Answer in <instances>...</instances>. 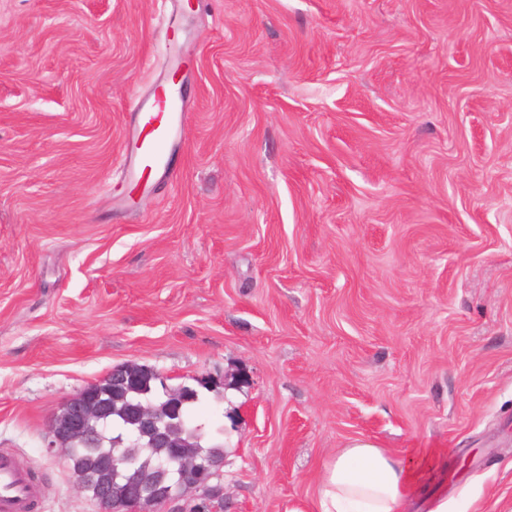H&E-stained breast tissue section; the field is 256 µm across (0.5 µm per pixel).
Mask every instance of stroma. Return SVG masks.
Segmentation results:
<instances>
[{
	"instance_id": "1",
	"label": "stroma",
	"mask_w": 512,
	"mask_h": 512,
	"mask_svg": "<svg viewBox=\"0 0 512 512\" xmlns=\"http://www.w3.org/2000/svg\"><path fill=\"white\" fill-rule=\"evenodd\" d=\"M128 363L214 381L224 512H319L357 439L512 512V0H0V450L38 512H99L47 428ZM165 92V98L154 96L152 102L137 105L145 114L144 123L138 128L137 152L129 162V175L142 179L155 175L166 165V150L176 137L183 123L179 97Z\"/></svg>"
}]
</instances>
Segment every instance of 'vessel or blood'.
Listing matches in <instances>:
<instances>
[{"label": "vessel or blood", "mask_w": 512, "mask_h": 512, "mask_svg": "<svg viewBox=\"0 0 512 512\" xmlns=\"http://www.w3.org/2000/svg\"><path fill=\"white\" fill-rule=\"evenodd\" d=\"M144 123L138 129L137 152L129 162L131 177L155 175L166 165V150L183 123L179 97L153 98L138 107ZM41 489L13 454L0 451V512H36Z\"/></svg>", "instance_id": "vessel-or-blood-1"}]
</instances>
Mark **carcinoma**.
Returning <instances> with one entry per match:
<instances>
[{"instance_id": "obj_1", "label": "carcinoma", "mask_w": 512, "mask_h": 512, "mask_svg": "<svg viewBox=\"0 0 512 512\" xmlns=\"http://www.w3.org/2000/svg\"><path fill=\"white\" fill-rule=\"evenodd\" d=\"M120 374L121 368H114L112 379L98 386L100 401L105 403L107 413L89 414L85 434L66 444L71 472L87 478L94 486L110 482L111 475L104 468V462L115 452L119 436L112 435V428L117 424L136 437L141 444L137 452L140 474L145 481H150L158 475L159 464L174 448L186 454L223 455V444L204 445L206 433L203 427L191 424L184 410L181 411L179 418L169 424L160 438L143 429L139 422L137 407L151 393L154 373L147 368L142 377L134 382H113Z\"/></svg>"}]
</instances>
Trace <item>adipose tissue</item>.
Masks as SVG:
<instances>
[{
	"instance_id": "ef3b65f1",
	"label": "adipose tissue",
	"mask_w": 512,
	"mask_h": 512,
	"mask_svg": "<svg viewBox=\"0 0 512 512\" xmlns=\"http://www.w3.org/2000/svg\"><path fill=\"white\" fill-rule=\"evenodd\" d=\"M436 448L393 454L369 441L343 448L322 469L319 512H410L433 478Z\"/></svg>"
}]
</instances>
